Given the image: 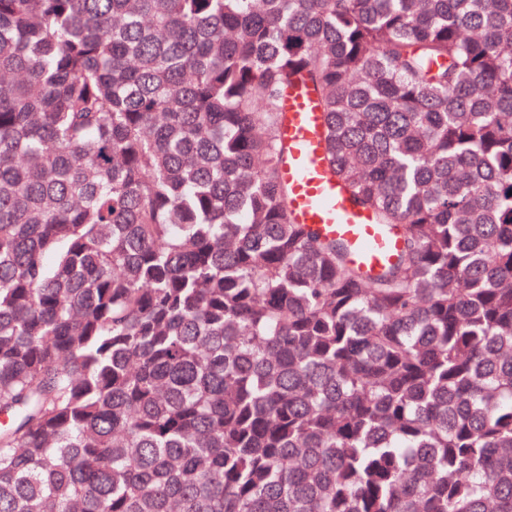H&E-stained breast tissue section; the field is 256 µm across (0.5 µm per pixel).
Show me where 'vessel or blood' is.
<instances>
[{"label": "vessel or blood", "instance_id": "b4317fda", "mask_svg": "<svg viewBox=\"0 0 512 512\" xmlns=\"http://www.w3.org/2000/svg\"><path fill=\"white\" fill-rule=\"evenodd\" d=\"M281 135L289 146L281 176L288 183L297 223L344 241L352 257L373 270L390 261L399 247L395 232L383 230L373 215L352 205L331 174L324 155L319 103L305 86L289 87L283 99Z\"/></svg>", "mask_w": 512, "mask_h": 512}]
</instances>
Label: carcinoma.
Listing matches in <instances>:
<instances>
[{
    "label": "carcinoma",
    "mask_w": 512,
    "mask_h": 512,
    "mask_svg": "<svg viewBox=\"0 0 512 512\" xmlns=\"http://www.w3.org/2000/svg\"><path fill=\"white\" fill-rule=\"evenodd\" d=\"M0 512H512V0H0ZM286 120L281 136L288 142L282 179L292 192L298 224H311L324 235L344 241L352 257L369 270L390 261L399 247L394 231H385L373 215L352 205L331 174L324 155L318 100L305 86L289 87L283 99Z\"/></svg>",
    "instance_id": "cac0c4a2"
}]
</instances>
